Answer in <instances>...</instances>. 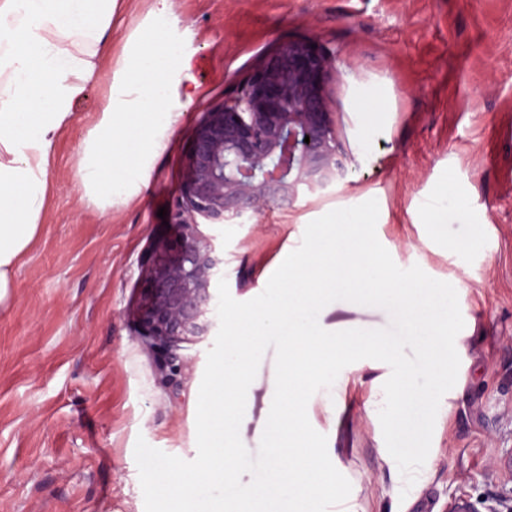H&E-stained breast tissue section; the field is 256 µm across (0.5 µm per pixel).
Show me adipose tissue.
Returning a JSON list of instances; mask_svg holds the SVG:
<instances>
[{
    "label": "adipose tissue",
    "instance_id": "ef3b65f1",
    "mask_svg": "<svg viewBox=\"0 0 512 512\" xmlns=\"http://www.w3.org/2000/svg\"><path fill=\"white\" fill-rule=\"evenodd\" d=\"M117 0H0V305L14 268L39 227L48 160L58 133L74 119L72 103L90 83L106 81L108 102L78 164L86 193L111 200L128 185L144 143L162 148L177 121L173 88L186 69L168 32L169 0H154L152 42L131 63L104 69ZM95 51H85L84 41ZM121 164L115 179L106 167Z\"/></svg>",
    "mask_w": 512,
    "mask_h": 512
}]
</instances>
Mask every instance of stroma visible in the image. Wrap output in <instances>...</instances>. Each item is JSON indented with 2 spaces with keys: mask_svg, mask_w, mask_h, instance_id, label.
I'll list each match as a JSON object with an SVG mask.
<instances>
[{
  "mask_svg": "<svg viewBox=\"0 0 512 512\" xmlns=\"http://www.w3.org/2000/svg\"><path fill=\"white\" fill-rule=\"evenodd\" d=\"M154 0H119L113 67L150 36ZM168 25L190 63L165 150L146 148L144 182L104 204L78 176L85 139L107 103L97 82L73 103L48 164L40 229L0 306V512H144L137 438L184 460L197 454L196 410L214 336L176 357L139 334L141 278L158 217L180 194L206 112L282 45L335 51L330 110L351 161L337 193L275 207L249 224L200 222L224 250L231 296L250 300L307 224L376 199V234L403 269L457 286L464 327L457 381L440 400L430 452L412 487L391 468L378 418L389 367L348 365L344 403L307 410L350 481L329 512H444L452 491H501L491 460L512 448V0H170ZM389 109L367 112L370 94ZM378 307L336 301L328 331L381 329ZM275 387L267 350L240 437L257 452Z\"/></svg>",
  "mask_w": 512,
  "mask_h": 512,
  "instance_id": "1",
  "label": "stroma"
}]
</instances>
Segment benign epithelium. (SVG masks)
<instances>
[{"label": "benign epithelium", "mask_w": 512, "mask_h": 512, "mask_svg": "<svg viewBox=\"0 0 512 512\" xmlns=\"http://www.w3.org/2000/svg\"><path fill=\"white\" fill-rule=\"evenodd\" d=\"M335 70L336 53L290 42L198 123L172 213L177 234L154 248L141 288L137 318L150 346L174 355L212 325L224 258L197 230L196 217L248 224L344 179L348 157L329 107ZM489 469L512 483V448ZM451 512H512V487L476 503L462 494Z\"/></svg>", "instance_id": "1"}]
</instances>
